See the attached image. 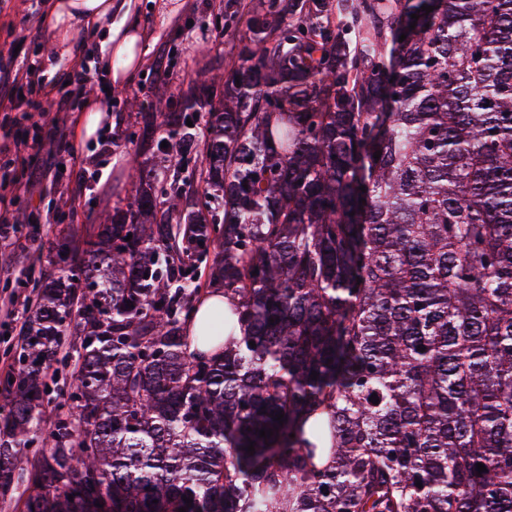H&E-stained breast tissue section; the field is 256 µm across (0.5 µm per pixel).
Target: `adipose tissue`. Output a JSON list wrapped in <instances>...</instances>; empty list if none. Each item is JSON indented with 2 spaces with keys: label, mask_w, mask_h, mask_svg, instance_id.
<instances>
[{
  "label": "adipose tissue",
  "mask_w": 512,
  "mask_h": 512,
  "mask_svg": "<svg viewBox=\"0 0 512 512\" xmlns=\"http://www.w3.org/2000/svg\"><path fill=\"white\" fill-rule=\"evenodd\" d=\"M114 0H54L47 19L58 37L61 52H70L72 33L85 28L101 34L105 67L112 84L124 86L131 73L144 62L145 35L135 25L114 21Z\"/></svg>",
  "instance_id": "adipose-tissue-1"
}]
</instances>
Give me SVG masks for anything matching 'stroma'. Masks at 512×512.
<instances>
[{
  "label": "stroma",
  "instance_id": "1",
  "mask_svg": "<svg viewBox=\"0 0 512 512\" xmlns=\"http://www.w3.org/2000/svg\"><path fill=\"white\" fill-rule=\"evenodd\" d=\"M228 0H180L176 14H169L171 0H135V21L149 33L145 62L139 75L124 87L126 95L144 102L156 98L178 99L202 75H220L234 58L236 40L217 37L215 15L223 13ZM48 0H0V49L4 63L19 65L39 61L44 82L69 67L72 58L59 53L56 33L46 23ZM21 109L0 112V126L9 125L8 154L0 155V196L12 213L24 214L26 224L12 230L0 241V300L6 287H19L31 269L39 268L47 242L70 226H81L87 209L111 212L117 202L130 201L134 193L133 169L142 157L135 145L118 140L111 151L100 149L98 140L84 139L79 131L82 100L71 97L67 88L56 87L51 97L65 101L67 122L59 130H39L26 120V112L41 102L38 89L23 93ZM75 144L85 154L96 155L98 164L90 189L80 188L78 177L67 154L58 152V141ZM71 200L72 222L59 218L58 199Z\"/></svg>",
  "mask_w": 512,
  "mask_h": 512
}]
</instances>
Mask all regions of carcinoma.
Listing matches in <instances>:
<instances>
[{"instance_id":"1","label":"carcinoma","mask_w":512,"mask_h":512,"mask_svg":"<svg viewBox=\"0 0 512 512\" xmlns=\"http://www.w3.org/2000/svg\"><path fill=\"white\" fill-rule=\"evenodd\" d=\"M236 49L30 279L0 510L512 512V0H258ZM213 253L210 252V257L208 260V263H202L197 268L195 275L201 276V283H202V289L200 291V300L197 303V312L194 315L191 323L188 326L187 333L189 336H198L200 323L202 318L208 314L209 310L215 306H220L224 310V302L225 306L227 302H231L232 298L229 296H225L224 298V290H209L205 292L206 289L212 288L213 286H210L208 284H204L205 281V272L207 270L208 264L211 263ZM205 292V293H203ZM203 293V294H202Z\"/></svg>"}]
</instances>
